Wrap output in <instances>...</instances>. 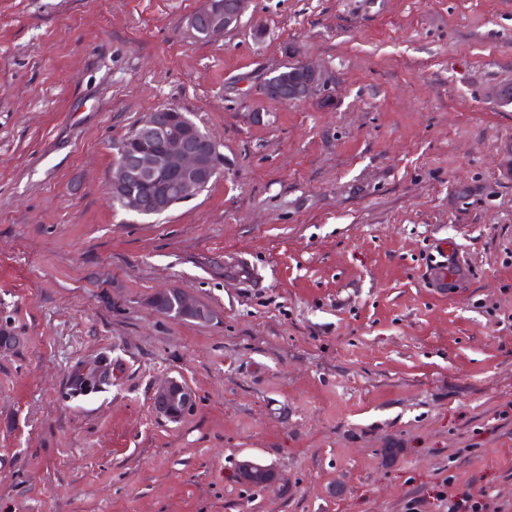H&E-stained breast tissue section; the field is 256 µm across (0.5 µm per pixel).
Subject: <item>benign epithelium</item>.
<instances>
[{
  "instance_id": "1",
  "label": "benign epithelium",
  "mask_w": 512,
  "mask_h": 512,
  "mask_svg": "<svg viewBox=\"0 0 512 512\" xmlns=\"http://www.w3.org/2000/svg\"><path fill=\"white\" fill-rule=\"evenodd\" d=\"M245 0H207L206 6L187 21L189 38L212 42L240 24ZM325 86L316 67L297 63L289 71H278L263 87V93L284 103L304 101ZM132 145L122 152L109 182V193L125 209L155 216L196 198L224 165L221 144L213 137L190 136L188 121L174 107H160L148 113L134 128ZM151 306L176 320L211 322L215 312L187 293H176L169 306ZM102 379H112L108 362H93L72 377L76 388H89ZM196 407V395L187 385L170 380L152 397V409L160 419L176 423ZM239 480L249 486L266 488L277 481L273 466L252 459L238 462Z\"/></svg>"
}]
</instances>
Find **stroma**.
I'll use <instances>...</instances> for the list:
<instances>
[{
  "label": "stroma",
  "instance_id": "stroma-1",
  "mask_svg": "<svg viewBox=\"0 0 512 512\" xmlns=\"http://www.w3.org/2000/svg\"><path fill=\"white\" fill-rule=\"evenodd\" d=\"M206 3L0 0V512H448L470 485L512 512V0H247L196 44ZM297 62L326 88L265 97ZM163 106L224 173L140 217L109 181ZM441 239L469 269L445 292ZM169 288L217 319L159 314ZM102 353L111 386L68 397ZM245 0H209L187 21L189 38L194 42H212L240 24ZM196 407L194 391L177 380H169L159 387L152 397V409L160 419L179 422ZM238 475L243 484L261 488L271 487L278 479L273 466L252 459L238 462Z\"/></svg>",
  "mask_w": 512,
  "mask_h": 512
}]
</instances>
